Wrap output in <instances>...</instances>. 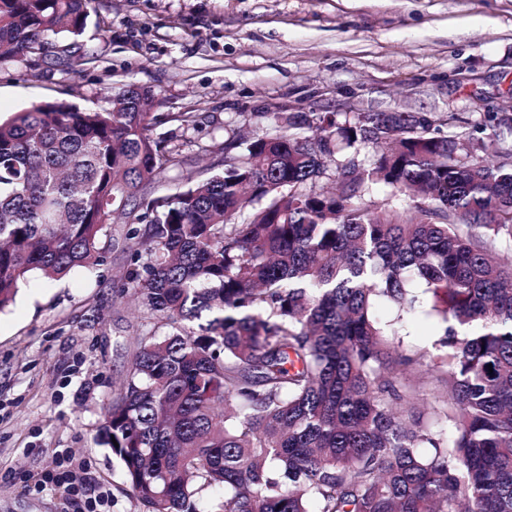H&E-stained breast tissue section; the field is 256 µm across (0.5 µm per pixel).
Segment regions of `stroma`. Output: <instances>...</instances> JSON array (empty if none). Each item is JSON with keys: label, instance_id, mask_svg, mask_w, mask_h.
Segmentation results:
<instances>
[{"label": "stroma", "instance_id": "stroma-1", "mask_svg": "<svg viewBox=\"0 0 512 512\" xmlns=\"http://www.w3.org/2000/svg\"><path fill=\"white\" fill-rule=\"evenodd\" d=\"M157 91L182 169L162 198L224 169L225 129L264 112H430L469 131L512 122V0H96L83 33L0 63V117L39 102L109 107L129 85ZM196 115L184 129L176 117ZM122 224L103 265L60 281L31 273L0 310V512H148L100 441L141 327L113 301L129 267ZM70 459L77 494L43 485Z\"/></svg>", "mask_w": 512, "mask_h": 512}]
</instances>
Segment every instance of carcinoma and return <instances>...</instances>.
Instances as JSON below:
<instances>
[{
    "label": "carcinoma",
    "mask_w": 512,
    "mask_h": 512,
    "mask_svg": "<svg viewBox=\"0 0 512 512\" xmlns=\"http://www.w3.org/2000/svg\"><path fill=\"white\" fill-rule=\"evenodd\" d=\"M94 2L0 0V61L80 35ZM156 98L133 86L106 109L0 120V310L32 272L102 264L117 217L131 264L116 298L165 320L103 405L133 494L151 512H200L204 490L213 512H512V258L496 256L512 252V154L480 156L501 130L256 112L271 131L236 156L229 136L224 172L159 201L185 160L153 137ZM332 164L336 190L318 188ZM377 181L408 207L367 198ZM419 313L444 338L402 355L388 337ZM442 369V404L419 407Z\"/></svg>",
    "instance_id": "1"
}]
</instances>
